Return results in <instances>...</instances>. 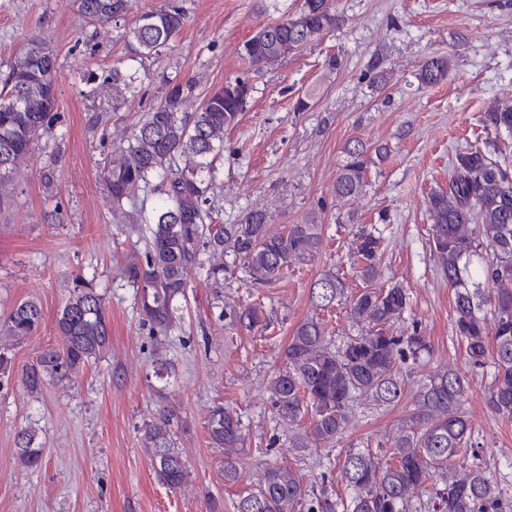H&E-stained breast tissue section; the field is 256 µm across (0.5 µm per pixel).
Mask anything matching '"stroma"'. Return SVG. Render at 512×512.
I'll list each match as a JSON object with an SVG mask.
<instances>
[{"instance_id": "1", "label": "stroma", "mask_w": 512, "mask_h": 512, "mask_svg": "<svg viewBox=\"0 0 512 512\" xmlns=\"http://www.w3.org/2000/svg\"><path fill=\"white\" fill-rule=\"evenodd\" d=\"M342 25L299 53L261 71L243 59V44L257 28L297 11L302 0H178L187 15L182 33L138 71L135 95H112V68L126 57L125 22L89 23L73 0H0V80L29 38L49 47L61 80L49 129L0 185V316L23 299L37 300L43 323L15 346L23 367L58 345L57 316L75 277L93 280L111 318L106 351L73 380L32 396L18 380L0 384V512H234L265 467L289 464L307 485L347 497L338 461L351 448L379 450L409 417L428 375L448 367L466 375L460 410L481 444L482 463L498 472L512 463V422L487 405L489 369L471 368L452 336L454 298L429 236L427 196L448 185L457 149L485 140L480 122L493 101H512V0H335ZM452 57L447 80L426 86L415 74L428 56ZM340 66L330 69L329 57ZM385 83H374L376 70ZM253 86L239 125L224 134L220 175L209 191L219 222L238 223L261 208L270 229L313 221L321 226L315 261L293 266L272 283L252 285L234 255L201 248L202 269L189 278L187 304L165 339L174 366L155 378L154 338L141 326L133 287L119 274L145 248L144 229L114 213L101 170L110 152L131 136L144 112L159 103L168 80L193 82L186 103L228 79ZM311 96L299 112V97ZM358 138L388 146L372 167L362 194L347 204L333 185ZM376 226L384 238L381 285L401 283L410 309L395 328L419 325L433 352L404 362L398 403L354 404L336 443L292 454L266 390L284 365L293 328L319 315L335 343L356 335L348 305L317 312L311 287L338 275L346 295L361 283L349 255L358 229ZM223 264L221 281L206 268ZM260 303L265 326L246 329L225 315V303ZM177 408V447L189 471L169 490L154 476L141 436L162 403ZM224 404L247 429L250 452L240 481L223 479L224 452L212 447L209 410ZM34 427L43 461L23 469L15 436Z\"/></svg>"}]
</instances>
